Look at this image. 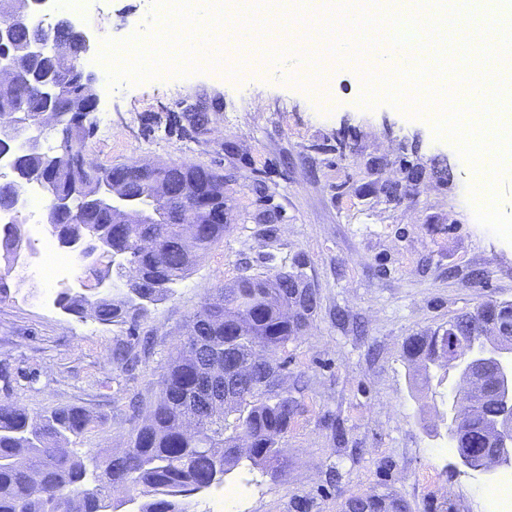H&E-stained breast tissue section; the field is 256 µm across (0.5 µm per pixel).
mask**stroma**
<instances>
[{"instance_id": "35a3bbf8", "label": "stroma", "mask_w": 512, "mask_h": 512, "mask_svg": "<svg viewBox=\"0 0 512 512\" xmlns=\"http://www.w3.org/2000/svg\"><path fill=\"white\" fill-rule=\"evenodd\" d=\"M258 53L276 70L237 68L110 81L96 70L98 105L86 156L109 166L192 162L222 171L224 238L172 294L137 324H100L43 306L37 278L21 286L10 269L0 298V401L44 414L79 406L93 419L80 450L125 448L132 403L146 407L160 374L207 289L243 267L273 275L303 264L319 303L304 332L279 351L298 413L282 441L288 472L240 466L225 477L234 497L196 494L193 512H341L345 498L391 493L407 512H493L489 479L464 468L446 433L430 432L456 371L434 369L428 391H412L406 339L490 299L512 301V177L492 200L472 190L474 168L452 140L338 68L301 69L284 54L282 20ZM99 40L153 39L150 0H105L85 25ZM202 98L205 135L172 132L170 113ZM122 347L132 363L112 360Z\"/></svg>"}]
</instances>
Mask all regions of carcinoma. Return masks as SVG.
Listing matches in <instances>:
<instances>
[{"label":"carcinoma","mask_w":512,"mask_h":512,"mask_svg":"<svg viewBox=\"0 0 512 512\" xmlns=\"http://www.w3.org/2000/svg\"><path fill=\"white\" fill-rule=\"evenodd\" d=\"M4 19L15 23L16 44L10 55L19 79L10 86L0 85V119L33 117L41 97L27 72L38 63L78 70L77 48H71L67 58L47 54L37 62L25 53L38 37L30 19L12 16L11 0H0V21ZM60 104L71 110L69 136L82 152L91 128L75 117L92 107L89 88L79 81L64 85ZM170 123L191 138L207 131L209 116L179 112ZM14 160L17 173L0 181V210L14 207L13 182L19 177L47 176L60 194L77 186L83 195L103 201L112 172L126 171V194L138 213L125 224L113 223L105 206L91 211L80 206L65 214L46 206L53 235L109 241L127 254L126 262L115 265V278L121 284L116 292L102 296L60 292L58 304L70 314L90 313L107 325L134 323L224 238V223H193L195 213L209 203L224 205V174L212 168L182 162L144 170L135 163L102 167L89 160L76 169L57 152H21ZM160 180L173 182L177 193L165 197L157 189ZM146 235L159 239L157 251L138 248L139 238ZM21 238L18 224L0 228V247L7 251ZM301 267L296 261L272 277L242 274L211 291L190 318L185 337L165 368L157 401L121 453L73 449L92 423L81 407L32 415L13 403H0V512H112V493L118 490L125 493L124 503L137 506V512H190L189 497L224 485V475L244 461L252 466L276 463L286 472L279 444L288 434L298 402L281 380L284 367L275 354L304 327L302 315L290 317L285 308L292 302L311 310L318 305L317 293L305 282ZM491 320L512 333V304L488 302L410 338L405 354L409 359L418 357L423 369L418 385L430 384V366L446 368L464 346L487 343L483 332ZM231 368L246 378L248 387L224 399V410L213 413L208 399L224 395V372ZM473 400L462 428L474 440L487 438L494 434L487 416L497 406L482 393ZM385 499L396 501L389 494L369 493L351 496L344 507L349 512H383L379 504Z\"/></svg>","instance_id":"obj_1"}]
</instances>
